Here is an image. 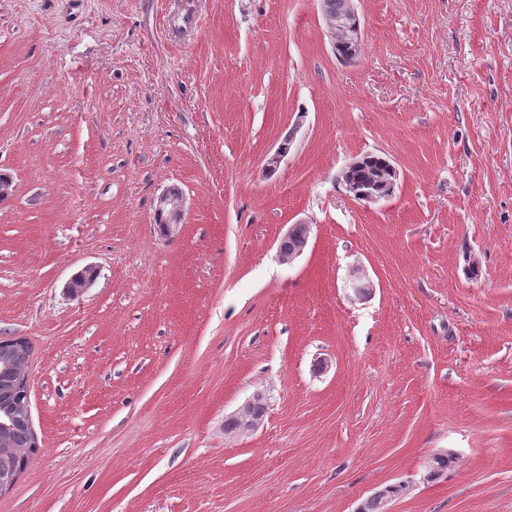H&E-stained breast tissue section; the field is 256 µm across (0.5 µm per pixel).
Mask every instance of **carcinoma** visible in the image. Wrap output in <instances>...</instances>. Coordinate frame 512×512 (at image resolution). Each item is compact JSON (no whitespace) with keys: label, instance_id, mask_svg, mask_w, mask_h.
I'll list each match as a JSON object with an SVG mask.
<instances>
[{"label":"carcinoma","instance_id":"1","mask_svg":"<svg viewBox=\"0 0 512 512\" xmlns=\"http://www.w3.org/2000/svg\"><path fill=\"white\" fill-rule=\"evenodd\" d=\"M386 159L384 154L364 155L363 164L349 174V180L355 183L368 180ZM30 353L31 346L26 340H0V418L6 424L0 433V446L13 450L10 464L20 469L25 468L29 460V454L23 449L33 443L29 415L24 411L28 403V385L21 376Z\"/></svg>","mask_w":512,"mask_h":512}]
</instances>
